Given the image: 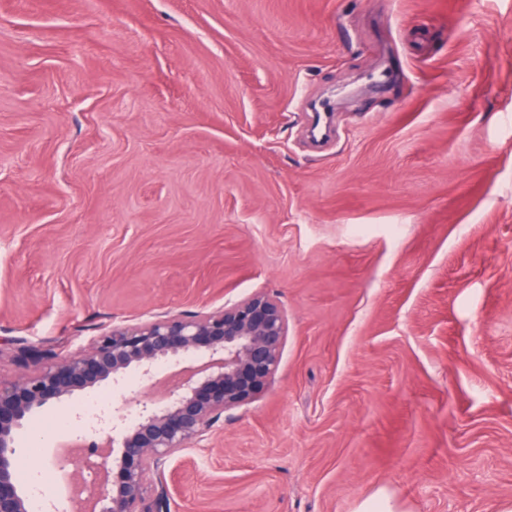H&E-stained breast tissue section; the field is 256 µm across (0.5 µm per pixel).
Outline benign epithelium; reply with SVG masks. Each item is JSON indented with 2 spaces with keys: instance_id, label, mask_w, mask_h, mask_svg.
Listing matches in <instances>:
<instances>
[{
  "instance_id": "benign-epithelium-1",
  "label": "benign epithelium",
  "mask_w": 512,
  "mask_h": 512,
  "mask_svg": "<svg viewBox=\"0 0 512 512\" xmlns=\"http://www.w3.org/2000/svg\"><path fill=\"white\" fill-rule=\"evenodd\" d=\"M288 337V314L268 294H254L213 312L160 315L119 323L68 357L18 340L12 361L27 369L19 380L0 378V512H33V497L16 478V438L28 418L51 402L109 385L125 388L130 374L153 380L163 362L207 354L211 367L157 400H137L134 420L119 409L75 414L87 441L112 429V482L103 486L101 512H169V461L208 439L224 413L259 398L271 383Z\"/></svg>"
}]
</instances>
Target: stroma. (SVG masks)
<instances>
[{"label":"stroma","mask_w":512,"mask_h":512,"mask_svg":"<svg viewBox=\"0 0 512 512\" xmlns=\"http://www.w3.org/2000/svg\"><path fill=\"white\" fill-rule=\"evenodd\" d=\"M256 293L279 368L168 463L171 512L512 501V0H0V339ZM88 401L18 435L46 495Z\"/></svg>","instance_id":"stroma-1"}]
</instances>
